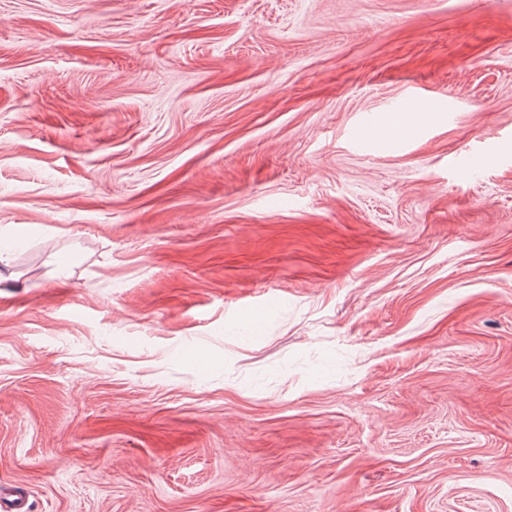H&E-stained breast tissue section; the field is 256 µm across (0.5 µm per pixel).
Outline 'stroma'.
I'll return each mask as SVG.
<instances>
[{
	"label": "stroma",
	"mask_w": 512,
	"mask_h": 512,
	"mask_svg": "<svg viewBox=\"0 0 512 512\" xmlns=\"http://www.w3.org/2000/svg\"><path fill=\"white\" fill-rule=\"evenodd\" d=\"M0 250L28 512H512V0H0Z\"/></svg>",
	"instance_id": "obj_1"
}]
</instances>
